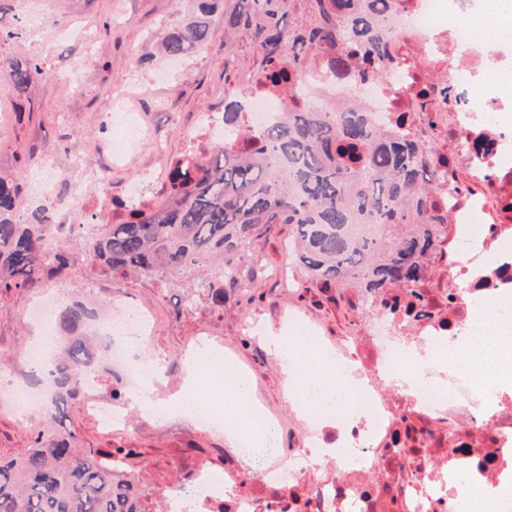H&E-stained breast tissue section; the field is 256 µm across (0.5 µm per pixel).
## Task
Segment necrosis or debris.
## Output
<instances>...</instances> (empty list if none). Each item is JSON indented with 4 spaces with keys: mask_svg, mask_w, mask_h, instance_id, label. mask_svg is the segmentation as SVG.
I'll use <instances>...</instances> for the list:
<instances>
[{
    "mask_svg": "<svg viewBox=\"0 0 512 512\" xmlns=\"http://www.w3.org/2000/svg\"><path fill=\"white\" fill-rule=\"evenodd\" d=\"M484 4L397 0L380 19L392 60L386 79L310 72L295 83L308 110L357 105L374 132L434 148L430 213L443 236L426 259L429 275L413 312L382 307L371 292L354 294L350 304L366 315L362 335L329 336L313 311H289L293 358L325 361L342 399L329 412L300 397L277 407L255 400L254 423L287 436V444L258 448L244 429H232L223 471L187 459L182 485L159 496L163 512H457L462 504L467 512H512L500 490L512 482V389L499 382L497 357H447L451 343L480 335L486 322L512 325V247L501 245L512 239V97L496 79L512 73V41L490 55L475 47ZM233 89L246 94L239 121L225 124L218 108L200 113L184 134L186 154L205 157L214 142L238 145L243 133L260 134L279 119V95L263 92L256 74L242 73ZM138 90L130 83L100 113L104 128L121 124L134 141L148 132L130 105ZM122 158L107 148L45 168L34 199L51 185L68 187L52 207L59 231L46 240L49 253L68 251V203L82 189L129 206L164 200L165 178L150 166L113 189L105 173ZM153 320L149 309L115 299L98 324L125 394L166 385L155 373L156 354L129 353L130 337L146 336ZM389 374L408 379L410 389L392 390ZM83 394V411L99 424L125 423L126 402L88 383ZM290 405L295 419L282 422L279 409ZM313 448L325 450L324 464L310 461Z\"/></svg>",
    "mask_w": 512,
    "mask_h": 512,
    "instance_id": "4bbe7bcc",
    "label": "necrosis or debris"
}]
</instances>
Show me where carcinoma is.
<instances>
[{
  "instance_id": "1",
  "label": "carcinoma",
  "mask_w": 512,
  "mask_h": 512,
  "mask_svg": "<svg viewBox=\"0 0 512 512\" xmlns=\"http://www.w3.org/2000/svg\"><path fill=\"white\" fill-rule=\"evenodd\" d=\"M288 0H239L224 17L230 28L254 30L264 79L288 94L283 116L263 141L234 151L225 144L210 158H182L168 172L169 192L156 205L124 208L120 220L87 239L88 253L109 273L146 278L198 276L217 305L224 289L238 288V268L254 235L288 224L297 245L295 264L318 288H413L438 228L428 215L434 182L423 147L375 136L365 112H306L293 95L311 68L336 79L386 76L385 35L379 15L395 0H305L298 24L286 20ZM14 0H0V40L19 38L8 22ZM208 24L198 18L172 29L164 55L184 57L207 45ZM14 91L24 94L46 79L41 61L5 59ZM24 193L18 180L0 177V292L36 288L46 277L66 278L70 258L47 263L44 228L51 211L17 217ZM88 311L66 305L57 314L64 332L54 337L60 360L47 371L52 392L40 413L53 428L39 432L20 456L0 457V512H149L135 474L112 465L122 453L75 446L61 431L67 405L81 393L91 345L77 334Z\"/></svg>"
}]
</instances>
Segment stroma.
I'll return each instance as SVG.
<instances>
[{
    "label": "stroma",
    "mask_w": 512,
    "mask_h": 512,
    "mask_svg": "<svg viewBox=\"0 0 512 512\" xmlns=\"http://www.w3.org/2000/svg\"><path fill=\"white\" fill-rule=\"evenodd\" d=\"M28 6L46 20L57 21L60 35L43 59L55 71V78L32 84L18 97L8 76L0 72V108L8 110L7 119L0 121V177L26 180L46 161L63 165L73 155H92L100 141L124 139L122 128L109 132L97 123L99 110L111 95L127 87L132 73L146 76L164 65L158 43L168 28L193 13L196 2L29 0ZM236 7L237 0H219L209 28V45L189 55L186 74L166 85L144 83L135 106L145 113L157 140L165 143L166 154L158 156L154 142L140 144L128 163L113 168V183L131 179L146 164L169 169L183 156L184 126L193 123L198 112L222 102L241 71L260 70L261 55L253 31L224 25L225 14ZM77 26L89 27L95 39L96 59L88 68L81 65L82 43L68 36ZM173 114L179 117V124L170 123ZM291 234L290 225L275 224L250 241L240 261L241 268L249 272V289L228 292L223 306H213L196 279L172 282L113 275L109 278L111 295L130 297L152 310L156 326L147 352H161L178 367L188 351V341L209 333L223 343L226 352L252 367L262 381L264 398L277 402L283 396L279 365L272 355H257L250 338L242 333L241 319L255 317L265 327L274 328V312L282 299L271 271L282 262V243ZM71 253L75 265L62 284L64 301L77 300L103 312L109 295L93 296L86 290L87 281L100 278V270L79 247H72ZM44 293L39 287L0 294V360L4 363L20 362L24 350L36 342L40 331L28 322L27 312ZM290 302L296 309L316 308L321 323L332 331L355 336L363 322L362 316L351 315L304 279L299 280ZM64 423L78 447L134 449L131 466L143 473L149 485L177 483L182 477L183 457H205L225 445L223 432L186 420L145 422L132 415L124 426L106 432L81 414L76 401L67 408ZM41 426L37 417L19 424L10 409L0 406V455L23 454Z\"/></svg>",
    "instance_id": "35a3bbf8"
}]
</instances>
